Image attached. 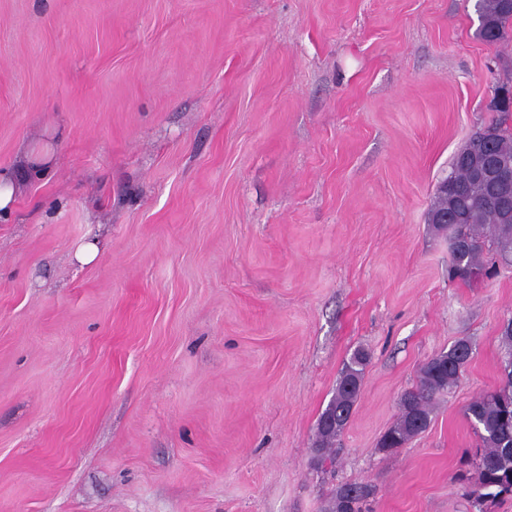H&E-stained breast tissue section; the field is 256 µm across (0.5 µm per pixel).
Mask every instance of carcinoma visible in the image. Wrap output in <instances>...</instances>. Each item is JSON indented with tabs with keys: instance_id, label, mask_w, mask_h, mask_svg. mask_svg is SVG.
<instances>
[{
	"instance_id": "carcinoma-1",
	"label": "carcinoma",
	"mask_w": 512,
	"mask_h": 512,
	"mask_svg": "<svg viewBox=\"0 0 512 512\" xmlns=\"http://www.w3.org/2000/svg\"><path fill=\"white\" fill-rule=\"evenodd\" d=\"M475 11L481 17L478 36L483 41L495 44L507 37L512 29V0H476ZM487 129L494 131L493 150L512 160V129L506 126V120L495 121ZM468 146L464 143L455 153L449 173L455 185L468 191L464 222L448 225V236L465 241L463 248L453 251L449 269V276L463 281L468 280L470 270L484 266L482 256L487 246L501 261L512 262L508 257L512 251V218L504 219L474 188L469 168L462 161ZM501 339L505 362L500 384L473 400L465 412L479 438V463L470 491L479 505L512 497V323L504 329ZM471 354V341L460 339L421 365L416 385L399 398V417L383 434L380 448L396 453L429 426L437 397L457 385ZM366 363L365 353H353L331 400L333 423L328 425L324 417H319L312 448L318 466L333 460L336 438L355 410ZM369 495L365 485L344 484L333 491L330 512H362L363 501Z\"/></svg>"
}]
</instances>
